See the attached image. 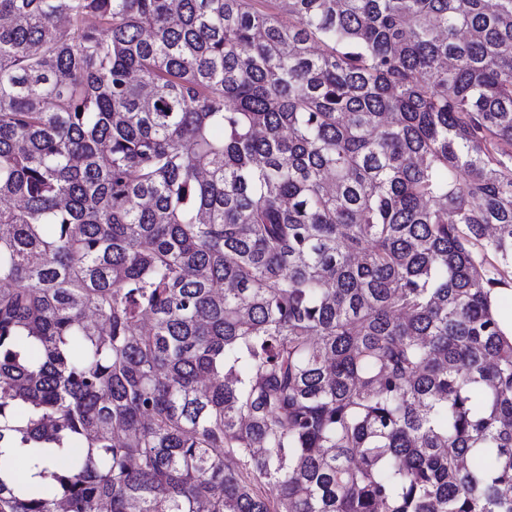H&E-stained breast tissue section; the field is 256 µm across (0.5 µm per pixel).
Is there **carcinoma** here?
Instances as JSON below:
<instances>
[{
    "label": "carcinoma",
    "instance_id": "obj_1",
    "mask_svg": "<svg viewBox=\"0 0 512 512\" xmlns=\"http://www.w3.org/2000/svg\"><path fill=\"white\" fill-rule=\"evenodd\" d=\"M3 201L0 512H512V0H0Z\"/></svg>",
    "mask_w": 512,
    "mask_h": 512
}]
</instances>
